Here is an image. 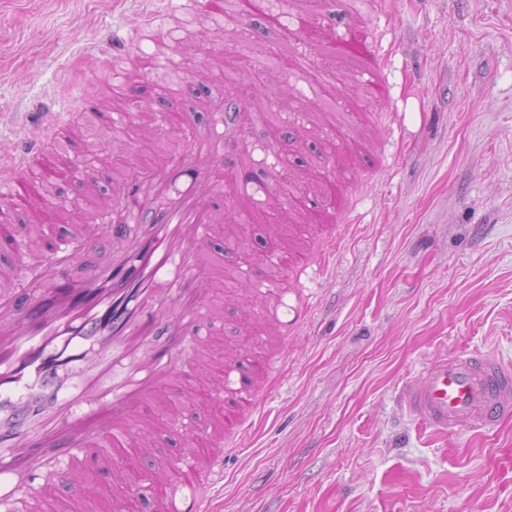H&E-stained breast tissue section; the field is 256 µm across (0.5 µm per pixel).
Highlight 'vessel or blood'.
<instances>
[{
    "label": "vessel or blood",
    "instance_id": "obj_1",
    "mask_svg": "<svg viewBox=\"0 0 512 512\" xmlns=\"http://www.w3.org/2000/svg\"><path fill=\"white\" fill-rule=\"evenodd\" d=\"M192 12L215 20L228 12L229 0H192ZM121 67L106 66L110 85L123 86L125 71L137 66L135 41L108 45ZM332 53L375 54L377 47L355 37L336 38ZM216 125L194 130L189 146L167 163L135 173L121 183L102 217L115 238L130 224L144 227L128 241L108 269H90L82 282L60 276L93 243L94 228L56 238L38 265L0 270L14 279L11 291L0 290V507L31 512L41 502L47 512H68L83 503L87 462L116 469V444L141 447L133 418L147 406L167 407L177 380L200 370L199 352L214 328L208 320L211 286L222 265L209 248L219 234L217 203L225 192L252 197L262 185L241 171L216 176L239 146L234 136L244 118L237 99L220 93L213 110ZM47 113L39 134L26 138L0 167V235L11 236L19 214L40 201V189L26 180L31 159H39L47 180L70 179L72 171L48 147L57 126ZM342 191L335 179L322 182L320 201L308 204L320 219L321 204L335 202ZM32 275L60 279L50 293L31 295L19 284ZM268 366L224 365V390L234 395L224 422L237 428L255 405L257 385ZM208 386L195 383L181 426L182 452L175 462L145 474L159 494V512H202L213 487L212 475L224 469L223 453L201 461L199 442L209 433L193 419L196 406L207 404ZM406 412L436 432L490 425L512 416V365L490 357L436 358L401 390ZM69 498H60L59 485ZM37 498H30L31 486Z\"/></svg>",
    "mask_w": 512,
    "mask_h": 512
}]
</instances>
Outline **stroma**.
<instances>
[{"instance_id": "obj_1", "label": "stroma", "mask_w": 512, "mask_h": 512, "mask_svg": "<svg viewBox=\"0 0 512 512\" xmlns=\"http://www.w3.org/2000/svg\"><path fill=\"white\" fill-rule=\"evenodd\" d=\"M340 0H253L249 20L226 15L222 32L165 0H0V155L26 129L22 113L48 104L67 128L55 141L100 193L175 154L188 133L160 121L179 98L198 126L211 120L204 90L230 85L245 109V158L271 180L248 211L226 196L231 234L215 243L240 284L218 287L213 317L223 360L271 365L258 408L224 454V481L207 512H512V420L452 435L412 420L398 390L435 357L486 354L512 364V0H389L394 50L377 59L330 55ZM176 29L178 42L156 34ZM137 41L128 81L139 99L99 74L110 30ZM149 114L143 123L136 108ZM129 112L101 126L96 112ZM345 187L326 225L291 210L324 177ZM74 184L45 188L64 214L27 238L23 215L0 257L46 254L55 231L84 223ZM283 225L289 250L324 249L325 270L300 280L260 263L264 226ZM121 243L99 228L68 269L78 282L112 263ZM308 306L280 340L266 319L283 289ZM155 444L139 467L173 454L171 423L141 416Z\"/></svg>"}]
</instances>
